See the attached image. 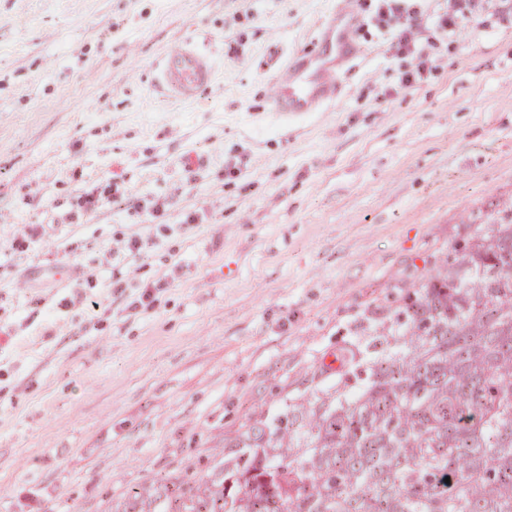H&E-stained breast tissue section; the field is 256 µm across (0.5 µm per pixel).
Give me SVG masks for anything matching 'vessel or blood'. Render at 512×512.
I'll return each instance as SVG.
<instances>
[{
    "mask_svg": "<svg viewBox=\"0 0 512 512\" xmlns=\"http://www.w3.org/2000/svg\"><path fill=\"white\" fill-rule=\"evenodd\" d=\"M357 22L354 0H337L328 24L318 35L321 51L294 54L276 76L268 97L271 111L285 118L300 117L322 111L340 97V70L363 53L353 38ZM214 75L209 56L184 42L166 52L159 80L172 97L189 100L207 90Z\"/></svg>",
    "mask_w": 512,
    "mask_h": 512,
    "instance_id": "vessel-or-blood-1",
    "label": "vessel or blood"
}]
</instances>
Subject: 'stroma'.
I'll return each instance as SVG.
<instances>
[{"mask_svg": "<svg viewBox=\"0 0 512 512\" xmlns=\"http://www.w3.org/2000/svg\"><path fill=\"white\" fill-rule=\"evenodd\" d=\"M335 2L0 0V512L208 477L512 204V0L455 34L448 0H409L431 59L409 87L358 0L342 96L271 118ZM182 40L215 83L176 103L154 72Z\"/></svg>", "mask_w": 512, "mask_h": 512, "instance_id": "1", "label": "stroma"}]
</instances>
